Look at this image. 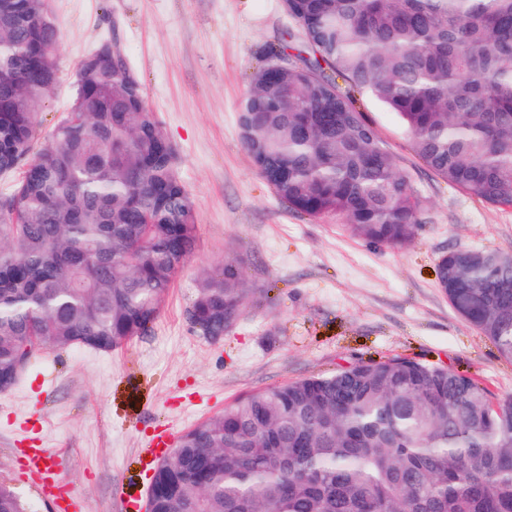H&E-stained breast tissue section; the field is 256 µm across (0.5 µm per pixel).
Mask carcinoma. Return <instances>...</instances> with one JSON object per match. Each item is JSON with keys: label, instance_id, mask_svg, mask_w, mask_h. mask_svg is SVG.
Returning a JSON list of instances; mask_svg holds the SVG:
<instances>
[{"label": "carcinoma", "instance_id": "1", "mask_svg": "<svg viewBox=\"0 0 512 512\" xmlns=\"http://www.w3.org/2000/svg\"><path fill=\"white\" fill-rule=\"evenodd\" d=\"M296 26L256 69L241 140L276 195L368 243L410 244L425 210L359 97L396 112L415 156L512 206V0H286ZM60 28L48 0H0V392L26 343L110 351L145 334L197 244L196 203L129 65L94 54L77 110L34 150ZM452 306L512 361V253L454 249ZM253 289L202 273L188 310L211 341ZM156 512H512V396L407 358L247 393L159 463ZM0 512H32L0 480Z\"/></svg>", "mask_w": 512, "mask_h": 512}]
</instances>
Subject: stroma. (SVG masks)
Instances as JSON below:
<instances>
[{"label":"stroma","mask_w":512,"mask_h":512,"mask_svg":"<svg viewBox=\"0 0 512 512\" xmlns=\"http://www.w3.org/2000/svg\"><path fill=\"white\" fill-rule=\"evenodd\" d=\"M61 30L56 90L37 144L67 118L80 60L116 43L141 81L197 205L198 242L145 334L102 352H47L0 393V480L36 512L44 498L24 453L71 491L72 512H141L160 434L183 432L244 394L355 363L409 358L512 395V362L450 305L436 278L458 247L512 252V207L468 195L425 168L398 116L364 110L427 205L413 242L366 243L336 221L292 210L244 151L238 113L265 51L294 25L281 0H50ZM241 259L256 293L220 341L187 318L199 273Z\"/></svg>","instance_id":"35a3bbf8"}]
</instances>
